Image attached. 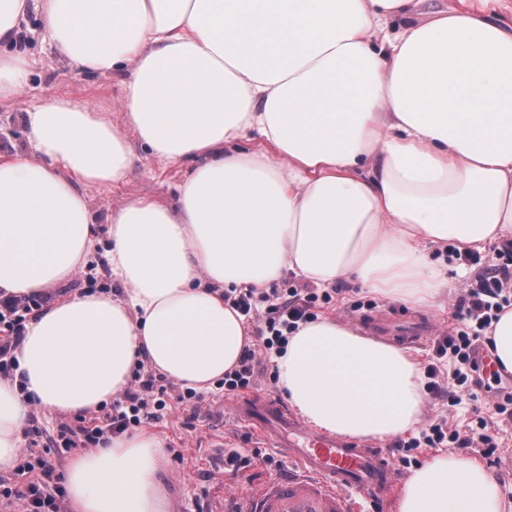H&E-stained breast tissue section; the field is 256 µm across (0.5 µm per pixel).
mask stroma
Segmentation results:
<instances>
[{"label": "stroma", "mask_w": 512, "mask_h": 512, "mask_svg": "<svg viewBox=\"0 0 512 512\" xmlns=\"http://www.w3.org/2000/svg\"><path fill=\"white\" fill-rule=\"evenodd\" d=\"M19 47L30 61V76L16 100L0 104V154L30 153L25 112L46 98H74L100 111L118 112L123 95L118 80L77 74L45 36L36 17H29L23 25ZM180 176V168L143 156L125 184L111 190L88 189L97 237L107 240L112 210L124 199H174ZM454 302V296L448 295L436 305L414 307L396 299L377 298L359 284L349 281L341 296L333 297L318 314L343 322L355 317L380 315L401 319L421 316L432 320L436 331L440 332L455 323ZM221 400L218 390L206 393L200 405V417L193 427H185V415L180 410L163 421L147 425L165 447L162 479L169 494L171 512H223L227 493L257 487L284 467L281 460L273 459L271 450L264 448L261 438L251 429L232 415L214 413V405ZM228 448L249 451L257 448L261 454L250 469L233 478L224 472V451Z\"/></svg>", "instance_id": "stroma-1"}]
</instances>
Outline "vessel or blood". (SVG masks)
Returning a JSON list of instances; mask_svg holds the SVG:
<instances>
[{
    "instance_id": "vessel-or-blood-1",
    "label": "vessel or blood",
    "mask_w": 512,
    "mask_h": 512,
    "mask_svg": "<svg viewBox=\"0 0 512 512\" xmlns=\"http://www.w3.org/2000/svg\"><path fill=\"white\" fill-rule=\"evenodd\" d=\"M225 407L282 458L287 470L234 495L232 512H362L391 501L402 476L384 449L310 429L276 398L235 397Z\"/></svg>"
}]
</instances>
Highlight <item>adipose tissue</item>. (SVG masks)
<instances>
[{
  "mask_svg": "<svg viewBox=\"0 0 512 512\" xmlns=\"http://www.w3.org/2000/svg\"><path fill=\"white\" fill-rule=\"evenodd\" d=\"M0 0V102L26 86L16 45L39 14L80 74L123 75L122 118L52 97L32 153L0 157V295L46 292L103 256L122 293L64 296L26 323L0 379V472L32 409L92 412L138 365L207 391L249 342L224 300L284 271L428 306L450 288L435 246L512 239V24L507 0ZM252 147H244L248 138ZM179 166L174 200L135 197L93 233L86 187L124 184L137 152ZM315 429L384 440L425 397L403 350L324 317L273 358ZM151 433L110 435L67 466L72 512H169ZM397 512H512L478 461L431 455Z\"/></svg>",
  "mask_w": 512,
  "mask_h": 512,
  "instance_id": "1",
  "label": "adipose tissue"
}]
</instances>
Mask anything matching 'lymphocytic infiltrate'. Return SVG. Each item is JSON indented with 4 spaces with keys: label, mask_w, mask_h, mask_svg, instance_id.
<instances>
[{
    "label": "lymphocytic infiltrate",
    "mask_w": 512,
    "mask_h": 512,
    "mask_svg": "<svg viewBox=\"0 0 512 512\" xmlns=\"http://www.w3.org/2000/svg\"><path fill=\"white\" fill-rule=\"evenodd\" d=\"M464 260L477 265V279L460 290L455 315L464 320L461 328L441 333L434 341L432 356L425 367V388L431 399L457 405L461 395L472 394L481 386L479 345L505 308L512 306V241H504L495 263L482 265L480 256L464 252ZM48 298L44 295L0 299V378H10L17 367L14 351L25 330L29 316ZM330 294L318 293L309 286L292 287L277 298L268 293L246 289L232 301L255 327L251 344L246 345L237 368L225 374L218 384L225 397H234L257 386L264 377L273 353L288 342L299 324L315 320L320 305L330 303ZM196 392L180 389L165 376L138 368L131 383L113 397L110 405L78 416L76 424L60 423L56 432L31 427L32 444L56 449L64 454L75 448L97 446L105 433L122 434L142 424L158 422L177 406L197 404ZM495 417L476 416L471 424L461 426L451 421L448 410L428 416L420 433L399 440L396 451L400 466L410 465L421 448L471 449L490 462H497L503 451L499 437V417L512 421V393L495 394ZM25 484L0 482V503L20 501L26 512H60L66 489L55 467L44 457H26L17 468Z\"/></svg>",
    "instance_id": "obj_1"
}]
</instances>
